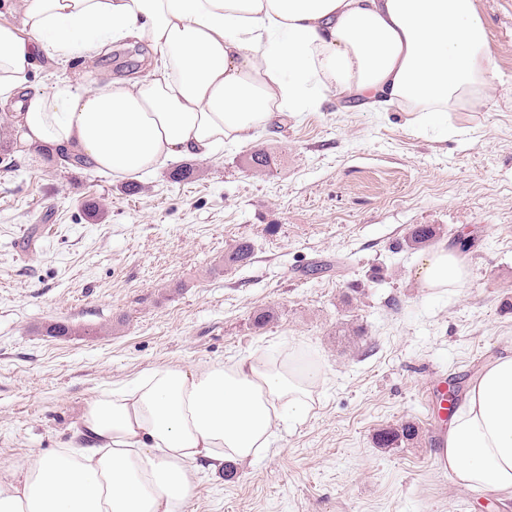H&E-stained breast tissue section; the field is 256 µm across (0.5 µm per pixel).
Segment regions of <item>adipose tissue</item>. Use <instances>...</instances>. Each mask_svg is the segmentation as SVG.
<instances>
[{"label": "adipose tissue", "instance_id": "adipose-tissue-1", "mask_svg": "<svg viewBox=\"0 0 512 512\" xmlns=\"http://www.w3.org/2000/svg\"><path fill=\"white\" fill-rule=\"evenodd\" d=\"M0 19V107L28 147L63 149L116 178L245 142L276 113L328 93L438 119L499 73L475 0H19ZM144 76L33 87L39 57L88 58L127 42ZM458 250L422 259V287L464 281ZM319 366L253 353L147 370L89 402L72 440L0 469V512H188L201 468L256 462L313 408ZM456 484L512 497V352L492 359L435 453Z\"/></svg>", "mask_w": 512, "mask_h": 512}]
</instances>
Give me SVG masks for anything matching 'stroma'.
Returning <instances> with one entry per match:
<instances>
[{"instance_id": "stroma-1", "label": "stroma", "mask_w": 512, "mask_h": 512, "mask_svg": "<svg viewBox=\"0 0 512 512\" xmlns=\"http://www.w3.org/2000/svg\"><path fill=\"white\" fill-rule=\"evenodd\" d=\"M501 78L489 96L422 127L329 94L280 116L245 145L138 181L57 166L12 142L0 169V468L62 447L87 404L159 366L228 362L299 340L323 367L309 415L255 463L202 471L190 512H512V499L439 471L440 398L468 389L512 350V0H476ZM128 48L88 61L41 59L30 85L142 76ZM267 150L269 170L243 166ZM417 224L441 241L474 238L467 277L419 285L421 251L397 245ZM251 261L228 267L241 241ZM320 266L317 276L306 275ZM365 290L352 304L342 298ZM277 318L256 329V310ZM62 322L70 335H44ZM354 322L359 346L337 336ZM417 421L423 436L376 447L379 428Z\"/></svg>"}]
</instances>
